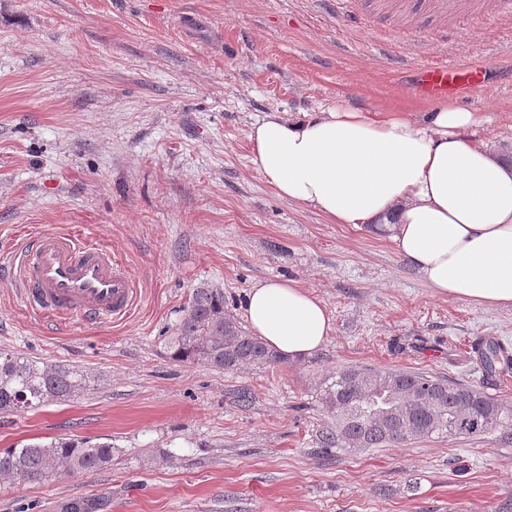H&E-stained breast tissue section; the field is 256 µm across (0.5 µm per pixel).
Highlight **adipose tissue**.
I'll list each match as a JSON object with an SVG mask.
<instances>
[{"label": "adipose tissue", "mask_w": 512, "mask_h": 512, "mask_svg": "<svg viewBox=\"0 0 512 512\" xmlns=\"http://www.w3.org/2000/svg\"><path fill=\"white\" fill-rule=\"evenodd\" d=\"M448 105L419 121L336 107L271 112L250 128L251 161L284 200L333 224L385 221L391 241L439 295L512 307V167ZM253 335L288 359L333 330L323 302L296 281L266 279L246 296Z\"/></svg>", "instance_id": "1"}]
</instances>
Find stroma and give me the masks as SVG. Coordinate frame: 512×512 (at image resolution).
I'll return each mask as SVG.
<instances>
[{"instance_id": "stroma-1", "label": "stroma", "mask_w": 512, "mask_h": 512, "mask_svg": "<svg viewBox=\"0 0 512 512\" xmlns=\"http://www.w3.org/2000/svg\"><path fill=\"white\" fill-rule=\"evenodd\" d=\"M481 60L491 84L455 106L512 153V16L420 0H0V259L39 232H80L137 284L130 314L50 321L0 268V350L88 373L94 387L0 414V448L79 436L111 465L19 483L0 512H498L512 437L426 438L331 456L320 402L336 370L422 373L512 405V371L485 377L472 343L512 347V307L443 297L385 224H333L280 199L247 138L272 111L395 110L424 119L425 65ZM312 291L333 319L315 354L234 370L179 363L169 342L195 289L244 320L258 281Z\"/></svg>"}]
</instances>
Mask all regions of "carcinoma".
Listing matches in <instances>:
<instances>
[{"label":"carcinoma","mask_w":512,"mask_h":512,"mask_svg":"<svg viewBox=\"0 0 512 512\" xmlns=\"http://www.w3.org/2000/svg\"><path fill=\"white\" fill-rule=\"evenodd\" d=\"M169 349L178 362L223 370L283 360L261 339L242 332L224 314V297L210 288L194 291ZM478 357L488 377L512 366V355L494 338L479 344ZM90 388L91 377L83 371L0 351L1 414L35 411L49 402L68 401ZM320 400L336 415V425L319 434L321 452L327 455L417 438L512 432V407L501 400L463 383L418 373L340 369L325 383ZM117 453L109 442L93 444L72 436L50 443H27L0 449V475L38 482L52 478L62 468L72 474L90 473L111 465Z\"/></svg>","instance_id":"1"}]
</instances>
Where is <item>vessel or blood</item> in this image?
I'll use <instances>...</instances> for the list:
<instances>
[{
    "instance_id": "1",
    "label": "vessel or blood",
    "mask_w": 512,
    "mask_h": 512,
    "mask_svg": "<svg viewBox=\"0 0 512 512\" xmlns=\"http://www.w3.org/2000/svg\"><path fill=\"white\" fill-rule=\"evenodd\" d=\"M486 80L479 62L463 68L432 65L416 70L412 86L428 98L455 97ZM16 269L38 312L59 320L116 321L130 313L137 295L134 278L111 251L69 233L36 236Z\"/></svg>"
}]
</instances>
